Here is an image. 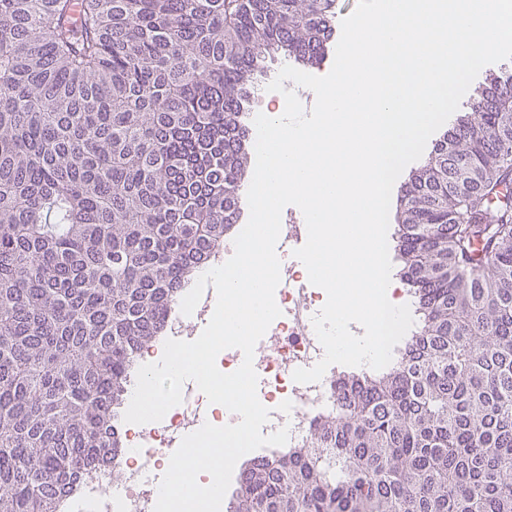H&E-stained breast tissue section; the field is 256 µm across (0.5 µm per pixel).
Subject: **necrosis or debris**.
<instances>
[{
    "label": "necrosis or debris",
    "instance_id": "necrosis-or-debris-1",
    "mask_svg": "<svg viewBox=\"0 0 512 512\" xmlns=\"http://www.w3.org/2000/svg\"><path fill=\"white\" fill-rule=\"evenodd\" d=\"M306 239L305 225L283 222L279 240L286 260L281 264V282L275 292L282 314L259 341L260 346H271L272 354L253 363L258 375L257 396L270 410L262 432L268 435L287 428V445L291 448L305 443L314 416L336 401L335 368H328L314 383L300 384L293 379L296 369L313 367L324 356L312 318L320 311L325 292L310 284L307 273L292 258ZM203 417L220 426L235 420L226 407L209 403L195 384H188L182 403L170 409L162 421L131 433L129 442L134 452L121 471L119 483L110 485L104 475L90 472L87 484L92 495L76 502L73 512H154L158 498L156 473L168 459V448L179 446Z\"/></svg>",
    "mask_w": 512,
    "mask_h": 512
}]
</instances>
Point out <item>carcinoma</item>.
Instances as JSON below:
<instances>
[{
  "mask_svg": "<svg viewBox=\"0 0 512 512\" xmlns=\"http://www.w3.org/2000/svg\"><path fill=\"white\" fill-rule=\"evenodd\" d=\"M0 0V512H61L239 217L266 56L312 66L336 0ZM401 190L413 329L336 377L230 512H512V68Z\"/></svg>",
  "mask_w": 512,
  "mask_h": 512,
  "instance_id": "cac0c4a2",
  "label": "carcinoma"
}]
</instances>
